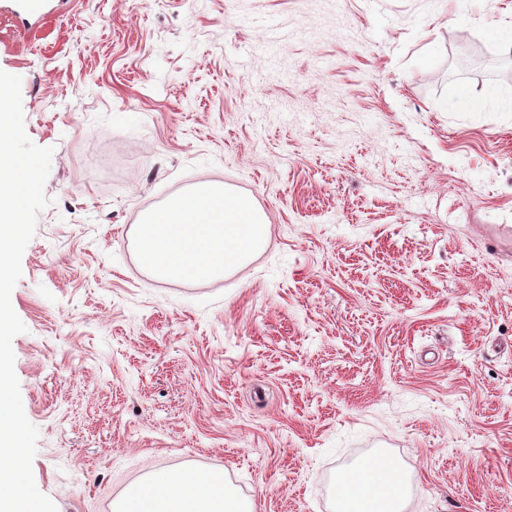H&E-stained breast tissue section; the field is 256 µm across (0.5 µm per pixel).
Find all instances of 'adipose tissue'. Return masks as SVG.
<instances>
[{
    "mask_svg": "<svg viewBox=\"0 0 512 512\" xmlns=\"http://www.w3.org/2000/svg\"><path fill=\"white\" fill-rule=\"evenodd\" d=\"M263 213L243 196L202 185L145 215L137 247L145 268L161 279L212 280L246 263L266 243ZM402 484L367 462L336 477V512H400ZM118 512H254L231 498L220 475L193 470L154 472Z\"/></svg>",
    "mask_w": 512,
    "mask_h": 512,
    "instance_id": "adipose-tissue-1",
    "label": "adipose tissue"
}]
</instances>
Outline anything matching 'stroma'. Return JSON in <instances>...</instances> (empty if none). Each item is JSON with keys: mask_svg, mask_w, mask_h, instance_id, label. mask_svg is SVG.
Returning a JSON list of instances; mask_svg holds the SVG:
<instances>
[{"mask_svg": "<svg viewBox=\"0 0 512 512\" xmlns=\"http://www.w3.org/2000/svg\"><path fill=\"white\" fill-rule=\"evenodd\" d=\"M0 0V70L53 148L11 294L33 478L113 512L157 470L330 512H512V0ZM250 197L263 250L157 280L149 211ZM402 495L395 473L372 462L336 477L337 512H399Z\"/></svg>", "mask_w": 512, "mask_h": 512, "instance_id": "1", "label": "stroma"}]
</instances>
